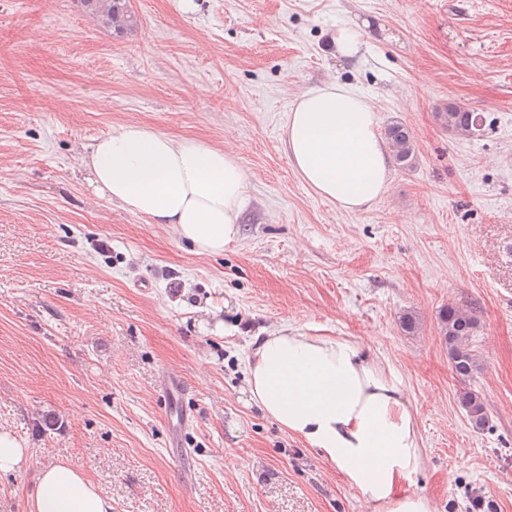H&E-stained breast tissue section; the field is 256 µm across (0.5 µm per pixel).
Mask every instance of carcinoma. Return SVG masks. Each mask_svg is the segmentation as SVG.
Masks as SVG:
<instances>
[{"label":"carcinoma","mask_w":512,"mask_h":512,"mask_svg":"<svg viewBox=\"0 0 512 512\" xmlns=\"http://www.w3.org/2000/svg\"><path fill=\"white\" fill-rule=\"evenodd\" d=\"M84 11L107 30L122 33L133 29L136 18L128 9L127 0H81ZM438 124L455 137L473 138L478 134L474 127V115L456 102L435 112ZM384 137L393 153L395 163L401 168L412 166L417 158L414 137L401 122H393L384 131ZM439 332L448 349V362L456 376L466 381L480 369V360L472 346L473 338L479 335L480 318L472 304L461 298L450 302L439 313ZM460 407L472 427L485 428L487 413L479 393L465 389L458 395Z\"/></svg>","instance_id":"obj_1"}]
</instances>
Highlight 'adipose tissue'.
Here are the masks:
<instances>
[{
  "label": "adipose tissue",
  "mask_w": 512,
  "mask_h": 512,
  "mask_svg": "<svg viewBox=\"0 0 512 512\" xmlns=\"http://www.w3.org/2000/svg\"><path fill=\"white\" fill-rule=\"evenodd\" d=\"M288 159L317 195L356 212L378 201L393 176L374 102L328 81L300 92L282 138ZM82 162L96 195L168 224L199 252L223 253L237 239L247 204L234 151L178 140L137 123L96 139ZM250 401L288 434L320 449L381 512H434L399 492L421 462L418 418L381 362L348 339L281 327L256 337L246 358ZM30 512H112L80 471L41 470Z\"/></svg>",
  "instance_id": "obj_1"
}]
</instances>
